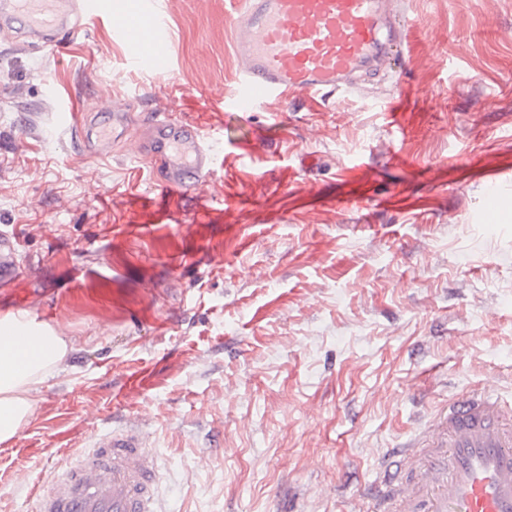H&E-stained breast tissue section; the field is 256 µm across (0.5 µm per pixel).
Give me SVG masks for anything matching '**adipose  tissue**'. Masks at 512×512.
<instances>
[{
    "instance_id": "obj_1",
    "label": "adipose tissue",
    "mask_w": 512,
    "mask_h": 512,
    "mask_svg": "<svg viewBox=\"0 0 512 512\" xmlns=\"http://www.w3.org/2000/svg\"><path fill=\"white\" fill-rule=\"evenodd\" d=\"M21 331L33 350L20 359L10 344L0 342V442L14 438L28 423L34 404L31 394L58 368L67 344L54 336L48 323L29 314H8L0 319Z\"/></svg>"
}]
</instances>
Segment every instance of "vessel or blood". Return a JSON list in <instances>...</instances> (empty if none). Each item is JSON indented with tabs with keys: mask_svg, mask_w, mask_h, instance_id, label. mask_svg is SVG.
I'll return each instance as SVG.
<instances>
[{
	"mask_svg": "<svg viewBox=\"0 0 512 512\" xmlns=\"http://www.w3.org/2000/svg\"><path fill=\"white\" fill-rule=\"evenodd\" d=\"M389 0H240L228 21L238 68L229 109L258 110L276 97L290 101L350 92L359 73L401 58L410 31L391 20ZM109 18L128 49V64L165 69L169 25L163 0H139L136 16L112 17V0H0V38L34 49L58 48L83 21ZM136 160L186 193L214 171L215 137L177 112L137 125L130 109L105 105ZM490 193L479 221H494L502 189L497 172L481 173ZM26 273L14 233L0 231V291L18 292ZM372 512H512V400L493 387L465 389L418 417L411 434L378 461L368 486ZM36 512H168L159 454L139 418L98 429L54 471Z\"/></svg>",
	"mask_w": 512,
	"mask_h": 512,
	"instance_id": "b4317fda",
	"label": "vessel or blood"
}]
</instances>
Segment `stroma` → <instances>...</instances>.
Returning a JSON list of instances; mask_svg holds the SVG:
<instances>
[{"instance_id":"35a3bbf8","label":"stroma","mask_w":512,"mask_h":512,"mask_svg":"<svg viewBox=\"0 0 512 512\" xmlns=\"http://www.w3.org/2000/svg\"><path fill=\"white\" fill-rule=\"evenodd\" d=\"M171 47L131 71L104 20L65 48L0 44V228L21 300L68 353L0 443V512L106 421L146 416L172 512H366L415 394L512 399V0H406L403 66L329 101L225 110L232 0H165ZM407 96H400V87ZM177 110L223 136L198 190L163 191L58 124L71 102ZM501 174L498 224L478 223ZM207 206L192 230L183 223ZM26 281V273L19 253L18 239L15 233L0 231V291L8 289L19 292Z\"/></svg>"}]
</instances>
